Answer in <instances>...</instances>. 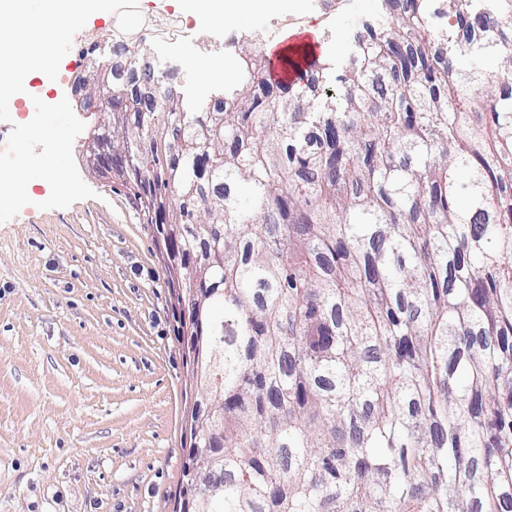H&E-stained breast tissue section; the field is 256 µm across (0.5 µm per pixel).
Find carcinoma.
I'll return each mask as SVG.
<instances>
[{
  "instance_id": "carcinoma-1",
  "label": "carcinoma",
  "mask_w": 512,
  "mask_h": 512,
  "mask_svg": "<svg viewBox=\"0 0 512 512\" xmlns=\"http://www.w3.org/2000/svg\"><path fill=\"white\" fill-rule=\"evenodd\" d=\"M378 4L311 102L252 36L218 112L87 77L213 361L210 512H512V0Z\"/></svg>"
}]
</instances>
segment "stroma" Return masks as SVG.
<instances>
[{
  "instance_id": "obj_1",
  "label": "stroma",
  "mask_w": 512,
  "mask_h": 512,
  "mask_svg": "<svg viewBox=\"0 0 512 512\" xmlns=\"http://www.w3.org/2000/svg\"><path fill=\"white\" fill-rule=\"evenodd\" d=\"M376 8L345 0L327 19L303 0L300 17L328 33V53ZM139 9L176 18L145 56L191 109L238 83L239 71L219 73L232 36L272 44L289 31L284 9L207 29L170 0ZM73 157L93 198L38 209L43 181L35 204L0 224V512H173L197 391L166 246L121 181L88 164L82 140Z\"/></svg>"
}]
</instances>
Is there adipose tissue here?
<instances>
[{
  "instance_id": "adipose-tissue-1",
  "label": "adipose tissue",
  "mask_w": 512,
  "mask_h": 512,
  "mask_svg": "<svg viewBox=\"0 0 512 512\" xmlns=\"http://www.w3.org/2000/svg\"><path fill=\"white\" fill-rule=\"evenodd\" d=\"M174 6L185 11L201 25L234 23L255 19L281 7L297 8V0H172Z\"/></svg>"
}]
</instances>
